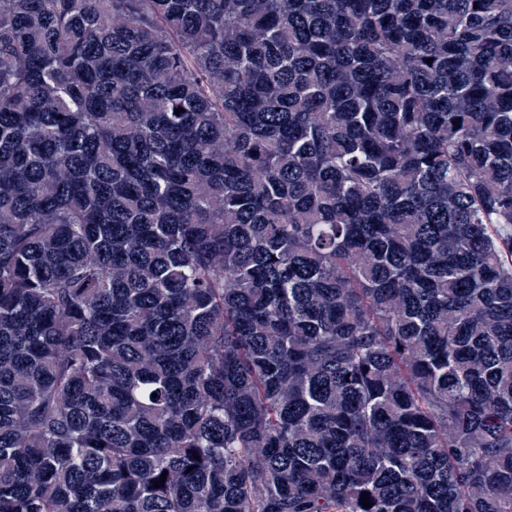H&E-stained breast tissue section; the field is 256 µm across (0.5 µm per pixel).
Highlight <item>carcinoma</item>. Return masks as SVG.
<instances>
[{
  "instance_id": "obj_1",
  "label": "carcinoma",
  "mask_w": 512,
  "mask_h": 512,
  "mask_svg": "<svg viewBox=\"0 0 512 512\" xmlns=\"http://www.w3.org/2000/svg\"><path fill=\"white\" fill-rule=\"evenodd\" d=\"M0 512H512V0H0Z\"/></svg>"
}]
</instances>
